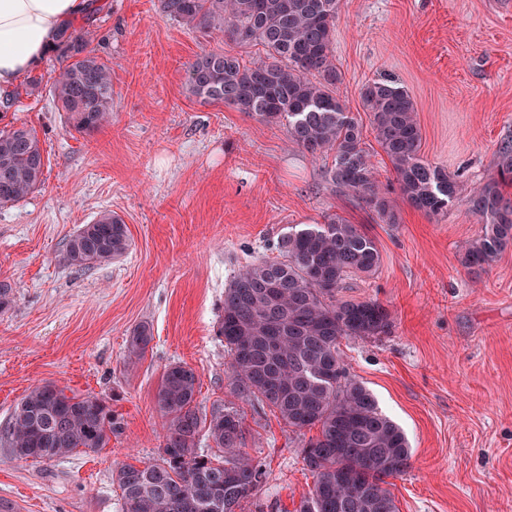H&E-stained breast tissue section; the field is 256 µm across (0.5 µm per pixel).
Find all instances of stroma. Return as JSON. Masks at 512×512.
<instances>
[{"label":"stroma","instance_id":"35a3bbf8","mask_svg":"<svg viewBox=\"0 0 512 512\" xmlns=\"http://www.w3.org/2000/svg\"><path fill=\"white\" fill-rule=\"evenodd\" d=\"M77 24L111 72L108 124L83 134L58 112L50 52L32 70L38 91L0 95V128L33 127L45 157L42 186L0 206V281L14 289L0 313V430L30 388L52 382L105 398L123 432L51 462L0 447V512H120L115 467L161 460L156 393L174 363L198 375L203 413L237 410L242 450L267 470L241 512H296L313 482L302 458L312 432L233 393L216 330L239 270L276 258L289 228L333 214L363 225L381 254L378 272L342 294L378 301L390 326L340 350L409 440L410 465L390 485L399 512H512V250L470 273L460 254L478 219L461 201L440 219L402 201L360 98L381 77L407 89L423 158L470 192L512 139V0H341L336 93L366 127L381 189L397 202L393 224L335 188L285 126L189 95V63L232 41L183 27L160 0H104ZM105 210L125 222L128 251L67 265L70 236ZM143 325L152 340L129 356L126 339Z\"/></svg>","mask_w":512,"mask_h":512}]
</instances>
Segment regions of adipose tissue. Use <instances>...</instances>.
Instances as JSON below:
<instances>
[{"mask_svg": "<svg viewBox=\"0 0 512 512\" xmlns=\"http://www.w3.org/2000/svg\"><path fill=\"white\" fill-rule=\"evenodd\" d=\"M88 0H0V89L12 87L53 45Z\"/></svg>", "mask_w": 512, "mask_h": 512, "instance_id": "obj_1", "label": "adipose tissue"}]
</instances>
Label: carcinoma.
I'll use <instances>...</instances> for the list:
<instances>
[{"label":"carcinoma","instance_id":"1","mask_svg":"<svg viewBox=\"0 0 512 512\" xmlns=\"http://www.w3.org/2000/svg\"><path fill=\"white\" fill-rule=\"evenodd\" d=\"M170 19L243 48L259 46L256 61L211 49L187 67V91L203 103L224 104L268 123L284 125L291 140L314 157L332 156L329 181L359 200L385 224L397 223L382 192L363 126L336 94L334 32L340 0H160ZM90 32L70 22L51 51L62 60L53 86L57 110L90 134L109 120L110 69L88 49ZM375 139L386 154L403 199L432 217L459 199L456 178L426 162L409 93L386 78L360 92ZM45 157L35 130H0V205L25 199L43 180ZM512 144L500 149L496 171L465 196L482 224L461 263L472 272L512 249ZM130 246L127 225L110 212L82 225L66 246L70 266L109 264ZM278 258L260 260L224 288L217 334L230 357L233 390L275 409L288 427H317L303 449L314 481L297 512H398L386 479L405 472L411 451L401 428L379 410L367 388L348 377L338 345L344 337L371 338L389 327L377 301L340 296L346 279L374 275L381 265L375 240L340 216L283 234ZM152 340L142 326L127 339L131 356ZM199 378L189 366L170 365L157 392L167 419L161 462L121 464L115 481L121 512H237L267 479L263 465L240 452L244 430L231 408L203 414ZM118 418L96 395L69 396L51 383L36 385L17 404L0 444L17 461L51 462L78 448L106 447ZM207 436L224 459L199 452Z\"/></svg>","mask_w":512,"mask_h":512}]
</instances>
